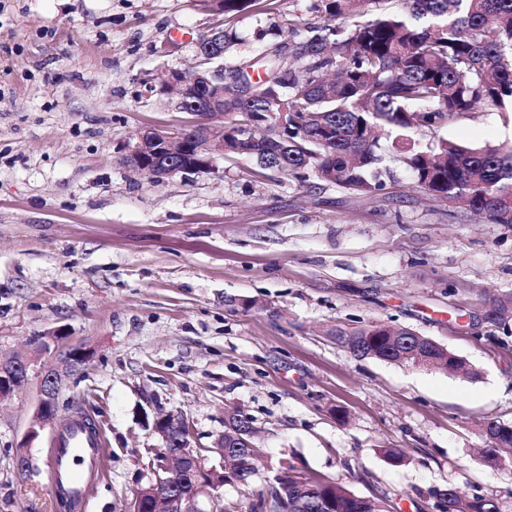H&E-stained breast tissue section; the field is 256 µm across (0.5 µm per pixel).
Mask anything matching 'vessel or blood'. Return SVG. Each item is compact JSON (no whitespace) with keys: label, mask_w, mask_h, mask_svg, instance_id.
<instances>
[{"label":"vessel or blood","mask_w":512,"mask_h":512,"mask_svg":"<svg viewBox=\"0 0 512 512\" xmlns=\"http://www.w3.org/2000/svg\"><path fill=\"white\" fill-rule=\"evenodd\" d=\"M104 450L102 435L89 433L79 418H72L61 446L54 449L52 482L67 492L76 512H82L95 483L102 475L97 466Z\"/></svg>","instance_id":"b4317fda"}]
</instances>
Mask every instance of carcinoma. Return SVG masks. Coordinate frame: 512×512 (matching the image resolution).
I'll return each instance as SVG.
<instances>
[{"label": "carcinoma", "instance_id": "1", "mask_svg": "<svg viewBox=\"0 0 512 512\" xmlns=\"http://www.w3.org/2000/svg\"><path fill=\"white\" fill-rule=\"evenodd\" d=\"M382 0H320L331 20L365 15L366 3ZM402 11H380L354 25L344 40L334 27L302 46L306 64L296 71L282 65L281 47L258 50L269 61L266 78L251 82L241 68L229 77L253 93L245 97L224 86V155L254 161L262 170L322 181L354 195L381 189L376 165L377 130L396 134L393 148L416 186L435 196L462 199L468 209L496 224L512 225V149L470 148L441 138L422 146L407 131L446 126L484 103L512 102V0H403ZM288 128L267 134L280 113ZM512 314V291L492 300L488 322L502 327ZM406 327L382 322L328 330L359 358L407 363L406 355L425 342ZM440 368L466 377L467 361L434 345ZM483 461L500 462L512 450V426L495 419L481 424ZM239 469L217 473L214 493L249 479L262 467L257 448H239ZM274 477L271 508L278 512H390L382 497L358 496L294 466ZM440 512H500L495 497L464 500L450 485L432 492Z\"/></svg>", "mask_w": 512, "mask_h": 512}]
</instances>
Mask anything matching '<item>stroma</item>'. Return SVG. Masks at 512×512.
<instances>
[{
  "label": "stroma",
  "instance_id": "stroma-1",
  "mask_svg": "<svg viewBox=\"0 0 512 512\" xmlns=\"http://www.w3.org/2000/svg\"><path fill=\"white\" fill-rule=\"evenodd\" d=\"M316 3L255 0L227 18L199 0H0V351L30 365L0 401V512H64L49 484L60 427L35 426L59 328L61 346L93 351L59 398L60 418L83 412L106 440L86 512H128L160 415L209 448L233 406L265 467L225 486L231 512L283 462L397 512H437L432 491L449 485L512 512V464L478 454L484 421L512 422V322L484 319L487 297L512 290V225L415 187L387 138L368 196L237 158L162 184L121 162L139 129L189 123L153 87L195 65L203 35L236 30L228 69L280 33L293 55L326 23ZM412 137L512 147V106ZM377 321L434 339L475 377L357 358L326 334Z\"/></svg>",
  "mask_w": 512,
  "mask_h": 512
}]
</instances>
